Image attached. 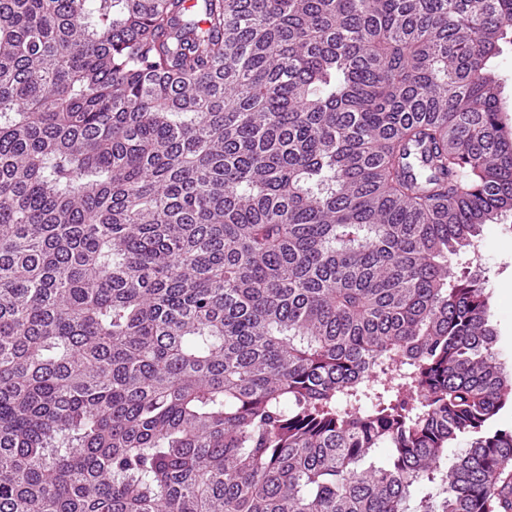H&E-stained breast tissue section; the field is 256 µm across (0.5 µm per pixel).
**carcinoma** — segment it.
Wrapping results in <instances>:
<instances>
[{"label":"carcinoma","instance_id":"cac0c4a2","mask_svg":"<svg viewBox=\"0 0 512 512\" xmlns=\"http://www.w3.org/2000/svg\"><path fill=\"white\" fill-rule=\"evenodd\" d=\"M510 34L512 0H0V512H512L470 262Z\"/></svg>","mask_w":512,"mask_h":512}]
</instances>
